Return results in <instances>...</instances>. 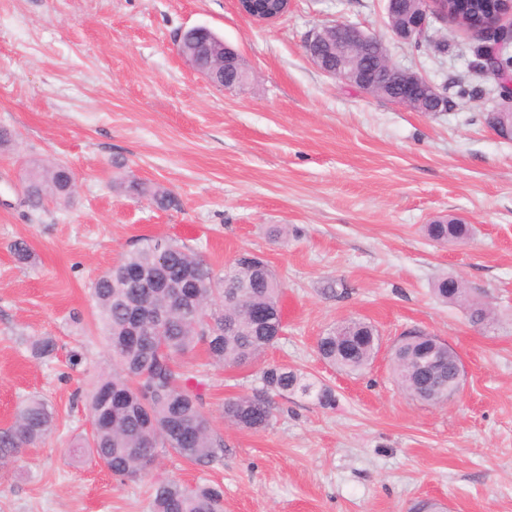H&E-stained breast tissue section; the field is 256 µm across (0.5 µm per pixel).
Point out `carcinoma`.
Listing matches in <instances>:
<instances>
[{
    "mask_svg": "<svg viewBox=\"0 0 512 512\" xmlns=\"http://www.w3.org/2000/svg\"><path fill=\"white\" fill-rule=\"evenodd\" d=\"M448 19L468 23V30L484 41L512 34L506 26L484 27L491 14H504L503 0H447ZM244 9L252 16L272 17L287 9L285 0H249ZM392 31H400L405 42L418 48L426 36L411 29L397 16L388 17ZM74 180L71 170L60 164H40L32 173L31 207L48 200L67 202ZM428 236L440 243L465 240L467 224L453 219L427 225ZM158 240L126 253L118 264L99 277L93 294L99 315L108 331L112 351V373L99 377L89 403V412L99 416L89 447L112 475L126 479L150 473L163 451H173L196 464L221 461L224 439L213 429L202 411V396L186 384L177 359L202 345L216 364L245 365L261 356L276 341L282 326V282L271 267L241 257L225 271L219 288L197 287L212 282L211 269L193 250L168 242L165 258L156 252ZM140 268L159 275L170 288H133L127 271ZM434 292L445 302L465 305L474 324L488 325L490 310L468 299L463 283L448 278L434 284ZM139 329L146 344H134L130 336ZM321 358L329 365L356 373L366 369L379 349V337L370 324L350 319L336 324L317 342ZM441 352L440 371L429 375L413 365L422 353ZM456 353L421 330L402 336L393 351V372L398 384L411 396L430 405L448 400V369L455 366ZM262 387L249 396L224 403V419L239 428L261 431L272 417L271 396L299 393L320 406L336 404L334 391L299 370L273 365L263 370ZM55 428V412L45 401H25L13 423L0 430V468L13 462L28 446ZM150 512H224V491L218 485L187 486L177 480L157 481L152 486Z\"/></svg>",
    "mask_w": 512,
    "mask_h": 512,
    "instance_id": "cac0c4a2",
    "label": "carcinoma"
}]
</instances>
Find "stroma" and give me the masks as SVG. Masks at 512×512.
Instances as JSON below:
<instances>
[{"label":"stroma","mask_w":512,"mask_h":512,"mask_svg":"<svg viewBox=\"0 0 512 512\" xmlns=\"http://www.w3.org/2000/svg\"><path fill=\"white\" fill-rule=\"evenodd\" d=\"M335 21L382 36L391 60L446 89L451 108L419 112L326 76L305 41ZM196 25L237 49L244 86L216 87L184 63L176 44ZM428 35L421 51L397 40L383 0H291L272 23L235 0H0V127L15 133L0 146V429L32 395L57 415L53 433L0 471V512H149L151 485L166 479L220 484L224 512H413L423 501L512 512V141L479 119L496 84L470 67L477 38L437 19ZM35 163L73 172L70 202L27 205ZM132 180L145 194L128 191ZM156 189L172 206L152 203ZM446 215L469 225L465 242L426 235ZM159 238L219 278L239 254L263 257L283 282L284 331L241 367L200 350L184 360L224 439L219 463L166 451L149 476L123 480L72 452L112 370L92 288ZM19 240L32 263L15 260ZM446 276L492 308L491 325L435 297ZM349 318L380 338L351 375L316 349ZM413 329L462 361L444 404L393 378L392 350ZM45 336L57 350L39 359L30 344ZM270 365L330 386L335 406L277 396L265 430L226 423L225 401L252 394Z\"/></svg>","instance_id":"stroma-1"}]
</instances>
